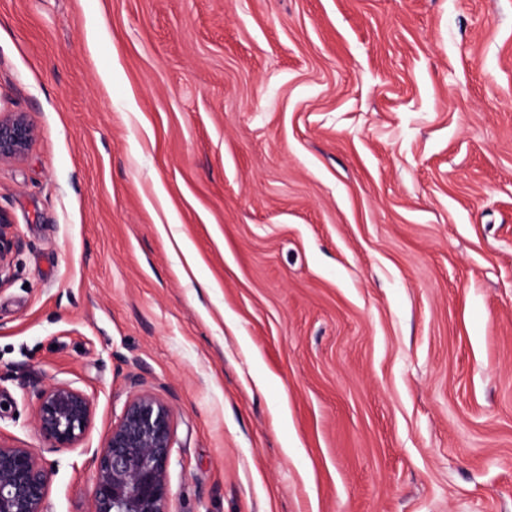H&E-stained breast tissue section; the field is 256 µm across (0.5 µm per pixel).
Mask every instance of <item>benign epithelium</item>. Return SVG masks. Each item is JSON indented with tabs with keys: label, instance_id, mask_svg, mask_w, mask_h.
<instances>
[{
	"label": "benign epithelium",
	"instance_id": "1",
	"mask_svg": "<svg viewBox=\"0 0 512 512\" xmlns=\"http://www.w3.org/2000/svg\"><path fill=\"white\" fill-rule=\"evenodd\" d=\"M36 136L23 112L0 113V160L25 155ZM20 240L0 210V286L8 282ZM93 413L90 397L65 383L37 392L35 428L51 448H77ZM174 413L149 393L129 399L95 454L90 512H169ZM48 473L29 448L0 442V512H44Z\"/></svg>",
	"mask_w": 512,
	"mask_h": 512
}]
</instances>
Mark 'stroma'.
Segmentation results:
<instances>
[{
    "instance_id": "35a3bbf8",
    "label": "stroma",
    "mask_w": 512,
    "mask_h": 512,
    "mask_svg": "<svg viewBox=\"0 0 512 512\" xmlns=\"http://www.w3.org/2000/svg\"><path fill=\"white\" fill-rule=\"evenodd\" d=\"M0 110V441L45 512L142 392L170 512H512V0H0ZM35 136V127L25 113L1 112L0 160L24 156ZM19 247L20 240L11 218L0 210V286L9 280L13 255ZM93 413L90 397L65 383L37 392L35 428L52 448H76L84 440Z\"/></svg>"
}]
</instances>
